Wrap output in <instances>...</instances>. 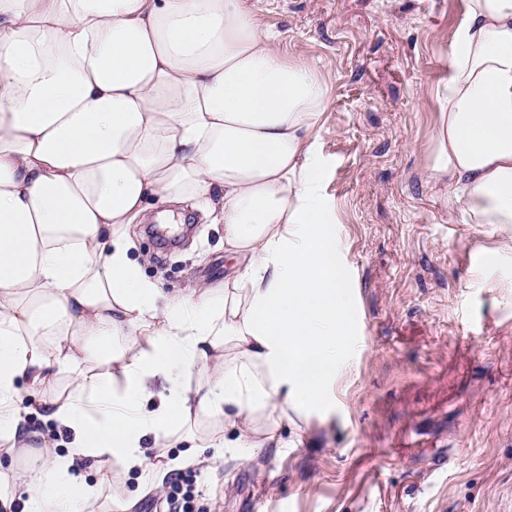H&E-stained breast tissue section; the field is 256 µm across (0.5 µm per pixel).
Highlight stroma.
Instances as JSON below:
<instances>
[{
	"mask_svg": "<svg viewBox=\"0 0 512 512\" xmlns=\"http://www.w3.org/2000/svg\"><path fill=\"white\" fill-rule=\"evenodd\" d=\"M251 5L328 83L322 189L356 326L330 415L166 483L194 479L193 512H512V260L478 267L490 226L461 223L429 180L465 0ZM179 231L137 228L144 273L170 292L223 282V225L193 213Z\"/></svg>",
	"mask_w": 512,
	"mask_h": 512,
	"instance_id": "1",
	"label": "stroma"
}]
</instances>
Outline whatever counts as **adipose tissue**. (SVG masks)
I'll return each mask as SVG.
<instances>
[{"label": "adipose tissue", "mask_w": 512, "mask_h": 512, "mask_svg": "<svg viewBox=\"0 0 512 512\" xmlns=\"http://www.w3.org/2000/svg\"><path fill=\"white\" fill-rule=\"evenodd\" d=\"M438 126L448 206L512 255V0H466ZM328 87L246 0H0V512H129L160 460L283 447L355 325L321 192ZM233 271L171 295L131 256L155 205ZM41 405L52 432L28 427ZM222 423L185 432L192 417ZM139 470L126 497L76 472Z\"/></svg>", "instance_id": "adipose-tissue-1"}]
</instances>
